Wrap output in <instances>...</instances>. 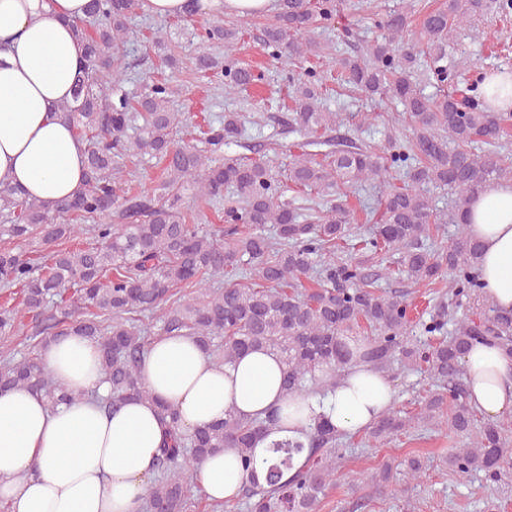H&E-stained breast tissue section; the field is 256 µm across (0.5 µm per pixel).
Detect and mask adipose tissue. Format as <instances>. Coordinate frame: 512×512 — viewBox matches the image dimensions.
Listing matches in <instances>:
<instances>
[{"mask_svg":"<svg viewBox=\"0 0 512 512\" xmlns=\"http://www.w3.org/2000/svg\"><path fill=\"white\" fill-rule=\"evenodd\" d=\"M88 0H0V183L20 197L54 205L73 195L85 172L84 145L63 120L85 50L72 23ZM469 232L483 247L484 293L512 308V181L491 183L476 198ZM40 360L73 400L50 405L43 393L0 391V500L9 512H141L158 450L170 424L159 404L174 407L182 430L225 414L262 418L272 411L302 428L324 416L337 434L365 431L393 402L389 379L368 365L348 369L325 397L290 400L284 367L268 350L214 363L190 337H157L141 368L146 400L113 414L97 404L110 385L94 343L68 334L49 341ZM471 406L489 418L512 414V360L486 344L464 359ZM249 474L235 449L208 457L195 479L207 498H237Z\"/></svg>","mask_w":512,"mask_h":512,"instance_id":"obj_1","label":"adipose tissue"}]
</instances>
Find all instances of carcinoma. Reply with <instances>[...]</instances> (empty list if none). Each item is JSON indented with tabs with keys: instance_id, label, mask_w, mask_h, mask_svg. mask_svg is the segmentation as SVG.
Segmentation results:
<instances>
[{
	"instance_id": "carcinoma-1",
	"label": "carcinoma",
	"mask_w": 512,
	"mask_h": 512,
	"mask_svg": "<svg viewBox=\"0 0 512 512\" xmlns=\"http://www.w3.org/2000/svg\"><path fill=\"white\" fill-rule=\"evenodd\" d=\"M141 0H90L87 16L74 32L85 47L86 65L76 77L72 100L60 106L62 118L89 135L82 187L53 207L23 199L0 185V233L17 242L0 248V282L12 288L0 305V336H13L23 319L34 323L33 337L45 343L69 332L93 340L112 385L106 407L115 410L150 395L140 369L154 337L140 316L149 314L169 336H190L217 364H230L257 348L276 351L285 365L287 396L324 393L354 363L386 371L397 361L425 366L436 390L420 411L389 410L368 428L375 440L392 438L417 420L440 419L465 447L448 451V468L463 481L475 476L497 487L512 482V421L478 418L466 399L463 359L477 341H488L512 357V310L493 305L475 320H458L448 333L443 311L419 321L430 342L404 341L410 312L404 298L379 285L386 276L404 275L414 284L432 285L448 276L456 301L479 296L484 288L481 246L463 223L474 198L493 180L512 178V96L509 72L479 69L456 56L457 38L489 10L507 18L512 0H444L423 13L412 28L409 12L397 9L378 22L380 36L358 55L330 63V51L315 30L330 27L336 0H278V11L264 31L263 45L274 61L287 58L296 69L288 76L290 122L308 135L288 163V182L314 204L304 214L283 198L275 171L262 160L236 156L219 160L216 148L237 143L244 123L238 112L224 114V126L211 132L202 149L176 146L173 129L180 113L168 108L173 90L154 83L132 106L122 90V47ZM201 42L224 48V56L203 53L197 71L213 72L224 88L253 84L256 75L233 61L236 33L218 18L198 28ZM425 67L439 93L418 89ZM352 86L369 95L396 100L406 112L413 136L390 144L384 154L356 144L320 150L335 114L320 108L330 85ZM318 150L311 151L309 147ZM165 161L164 180L154 190H133L120 161L139 155ZM404 170L409 184L397 187L393 173ZM374 181L384 187L378 206L366 213L367 234L354 236L357 219L349 190ZM434 185L454 195L452 220L457 233L448 247L434 251L423 240L442 218L427 195ZM234 200L224 209L225 231L207 233L192 223L184 194L203 202ZM102 215L96 242L83 248L65 243L81 234L77 221ZM272 228L267 233L266 228ZM39 238L45 250H21ZM392 254L385 272H369L347 254ZM216 277L224 284L211 285ZM75 287L77 297L68 295ZM192 292L177 295L176 289ZM42 391L49 402L73 400L28 355L0 357V390ZM172 434L154 464L143 512H193L192 477L204 458L236 449L252 473L266 469L265 484L246 483L240 500L247 512H315L332 484L340 435L317 422L306 440L285 437L268 446L257 461V439L279 427L275 411L264 419L237 418L180 431L177 413L161 405ZM288 470L295 471L282 481Z\"/></svg>"
}]
</instances>
